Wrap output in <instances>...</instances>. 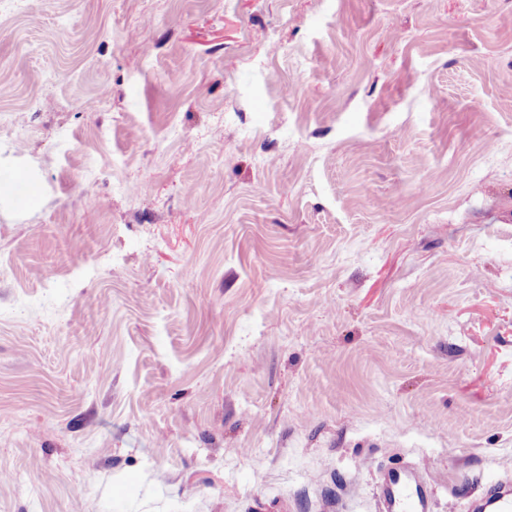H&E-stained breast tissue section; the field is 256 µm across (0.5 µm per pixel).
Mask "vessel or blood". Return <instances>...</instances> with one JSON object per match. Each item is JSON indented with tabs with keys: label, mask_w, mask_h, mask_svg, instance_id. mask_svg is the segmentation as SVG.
Masks as SVG:
<instances>
[{
	"label": "vessel or blood",
	"mask_w": 512,
	"mask_h": 512,
	"mask_svg": "<svg viewBox=\"0 0 512 512\" xmlns=\"http://www.w3.org/2000/svg\"><path fill=\"white\" fill-rule=\"evenodd\" d=\"M432 484L416 470L395 467L383 473L379 483L382 512H431Z\"/></svg>",
	"instance_id": "obj_1"
}]
</instances>
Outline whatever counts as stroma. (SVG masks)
<instances>
[{"label":"stroma","mask_w":512,"mask_h":512,"mask_svg":"<svg viewBox=\"0 0 512 512\" xmlns=\"http://www.w3.org/2000/svg\"><path fill=\"white\" fill-rule=\"evenodd\" d=\"M405 462L512 490V0H0V512Z\"/></svg>","instance_id":"35a3bbf8"}]
</instances>
